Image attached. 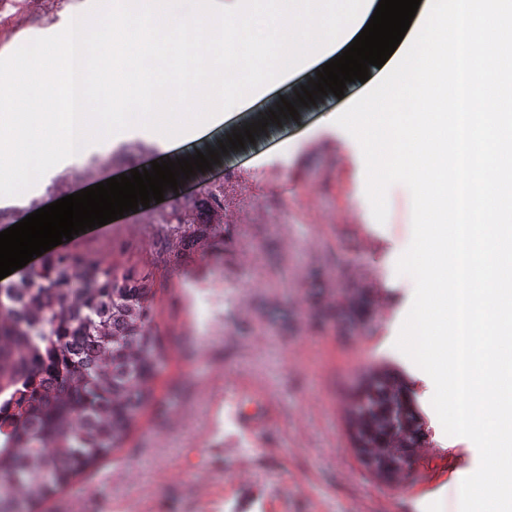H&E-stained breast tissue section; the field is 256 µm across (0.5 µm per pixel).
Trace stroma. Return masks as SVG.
Segmentation results:
<instances>
[{"mask_svg": "<svg viewBox=\"0 0 512 512\" xmlns=\"http://www.w3.org/2000/svg\"><path fill=\"white\" fill-rule=\"evenodd\" d=\"M91 5L47 0L31 37L61 31ZM316 71L303 65L196 140L164 148L122 136L83 161L103 181L216 147ZM365 90L352 82L343 97L299 107L298 119L268 125L163 202L60 244L80 262L151 272L165 359L149 383L155 400L122 450L44 512H459L454 487L477 469L478 450L445 434L429 406L432 380L392 342L414 295L396 272L412 240V196L390 186L378 223L360 145L333 122ZM52 185L0 200V231L55 202ZM215 186L224 208L208 221L196 205ZM176 208L197 237L173 259L166 217ZM380 367L413 388L431 431L412 467L389 480L361 464L345 414L350 393Z\"/></svg>", "mask_w": 512, "mask_h": 512, "instance_id": "1", "label": "stroma"}]
</instances>
